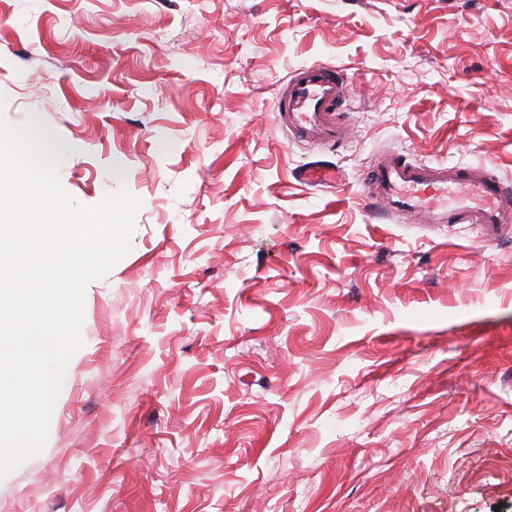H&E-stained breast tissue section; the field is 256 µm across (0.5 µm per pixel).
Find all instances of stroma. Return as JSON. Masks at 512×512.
<instances>
[{"label":"stroma","mask_w":512,"mask_h":512,"mask_svg":"<svg viewBox=\"0 0 512 512\" xmlns=\"http://www.w3.org/2000/svg\"><path fill=\"white\" fill-rule=\"evenodd\" d=\"M311 63L349 78L334 145L274 109ZM0 95L78 204L139 202L0 512H512V224L362 180L512 183V0H0ZM364 183L366 197L390 216L415 213L426 224H512V188L482 165H427L386 152Z\"/></svg>","instance_id":"stroma-1"}]
</instances>
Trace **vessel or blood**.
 I'll return each instance as SVG.
<instances>
[{
	"instance_id": "vessel-or-blood-1",
	"label": "vessel or blood",
	"mask_w": 512,
	"mask_h": 512,
	"mask_svg": "<svg viewBox=\"0 0 512 512\" xmlns=\"http://www.w3.org/2000/svg\"><path fill=\"white\" fill-rule=\"evenodd\" d=\"M347 93L340 70L313 63L288 80L275 107L298 137L334 143ZM364 183L370 202L391 216L414 213L429 224H512V186L482 165H427L387 152L370 167Z\"/></svg>"
}]
</instances>
